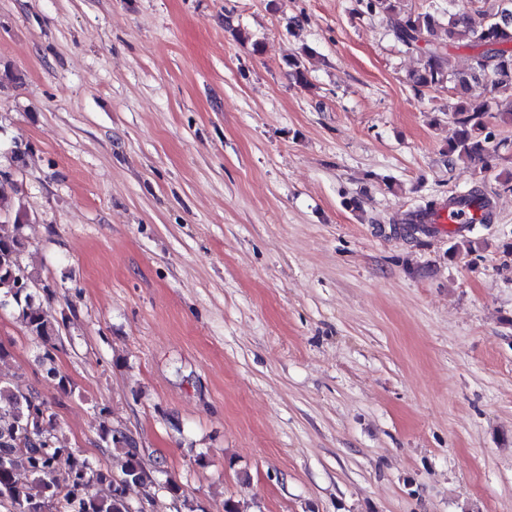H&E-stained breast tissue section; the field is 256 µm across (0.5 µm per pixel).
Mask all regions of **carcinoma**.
Returning <instances> with one entry per match:
<instances>
[{
    "instance_id": "cac0c4a2",
    "label": "carcinoma",
    "mask_w": 512,
    "mask_h": 512,
    "mask_svg": "<svg viewBox=\"0 0 512 512\" xmlns=\"http://www.w3.org/2000/svg\"><path fill=\"white\" fill-rule=\"evenodd\" d=\"M401 0H366V9L395 17L394 32L399 42L422 52L423 65L411 72L414 86L439 87L446 83L456 96L454 136L448 140V157L492 167L498 157L490 125H512V110L492 112L486 102L474 99L475 87L488 82L491 92L512 100V0H493L495 7L484 11L486 21L476 28L464 4L448 0V20L441 25L430 11L402 10ZM466 43L479 48L466 69L449 68L447 49ZM479 210L490 208L487 196L475 187L452 197ZM28 214L19 209L11 225H0V310L11 309L27 335L47 344L40 357L43 377L62 390L66 379L55 367L52 337L58 335L37 303V291L50 298L52 288L43 283L24 263ZM54 414L47 403L14 390L0 380V507L6 512H144L128 497L132 486L157 485L155 471L143 461L133 433L102 425L101 439L122 451L124 463L118 477L79 457L45 425ZM26 473L30 481L19 480Z\"/></svg>"
}]
</instances>
